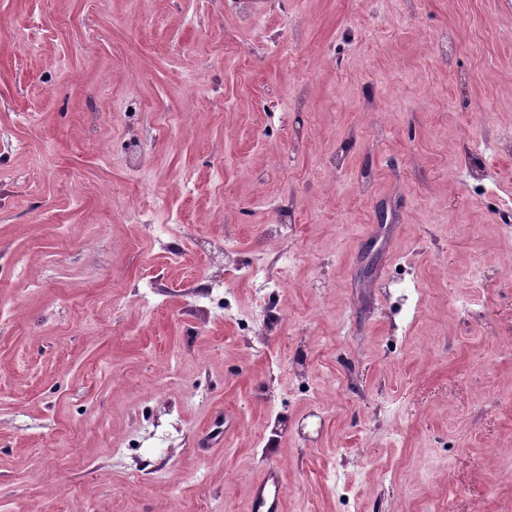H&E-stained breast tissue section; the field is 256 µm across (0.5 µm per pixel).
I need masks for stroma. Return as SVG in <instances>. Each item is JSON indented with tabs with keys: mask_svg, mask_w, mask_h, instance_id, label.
<instances>
[{
	"mask_svg": "<svg viewBox=\"0 0 512 512\" xmlns=\"http://www.w3.org/2000/svg\"><path fill=\"white\" fill-rule=\"evenodd\" d=\"M1 15L0 512H512V0ZM286 487L278 466H269L252 488L250 512H284Z\"/></svg>",
	"mask_w": 512,
	"mask_h": 512,
	"instance_id": "stroma-1",
	"label": "stroma"
}]
</instances>
